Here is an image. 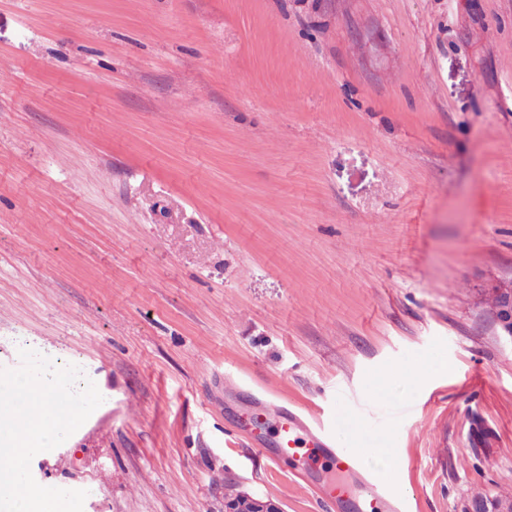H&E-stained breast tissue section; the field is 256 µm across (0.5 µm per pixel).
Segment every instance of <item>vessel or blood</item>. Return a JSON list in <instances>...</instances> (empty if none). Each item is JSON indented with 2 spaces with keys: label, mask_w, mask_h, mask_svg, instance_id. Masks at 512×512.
I'll return each instance as SVG.
<instances>
[{
  "label": "vessel or blood",
  "mask_w": 512,
  "mask_h": 512,
  "mask_svg": "<svg viewBox=\"0 0 512 512\" xmlns=\"http://www.w3.org/2000/svg\"><path fill=\"white\" fill-rule=\"evenodd\" d=\"M271 409L276 417L275 458L294 461L314 473H352L363 482L364 492L355 498L347 483L323 481L319 487L322 499L331 504L352 501L355 512H377L380 505L388 503L392 495L389 485L373 475L364 456L344 448L341 442L354 429L349 419L337 416L335 428L330 431L311 424L286 405L275 403Z\"/></svg>",
  "instance_id": "obj_1"
}]
</instances>
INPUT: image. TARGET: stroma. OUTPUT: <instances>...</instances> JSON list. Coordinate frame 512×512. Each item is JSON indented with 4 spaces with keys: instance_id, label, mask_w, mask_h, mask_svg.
<instances>
[{
    "instance_id": "1",
    "label": "stroma",
    "mask_w": 512,
    "mask_h": 512,
    "mask_svg": "<svg viewBox=\"0 0 512 512\" xmlns=\"http://www.w3.org/2000/svg\"><path fill=\"white\" fill-rule=\"evenodd\" d=\"M511 278L512 0H0V366L102 394L30 465L83 512H352L266 399L376 430L406 512L512 493ZM487 297L498 327V337L512 346V278L487 289ZM319 493L321 498L330 504L351 501V487L344 482L323 481ZM225 512H281L273 502L263 501L251 496H239L224 500Z\"/></svg>"
}]
</instances>
